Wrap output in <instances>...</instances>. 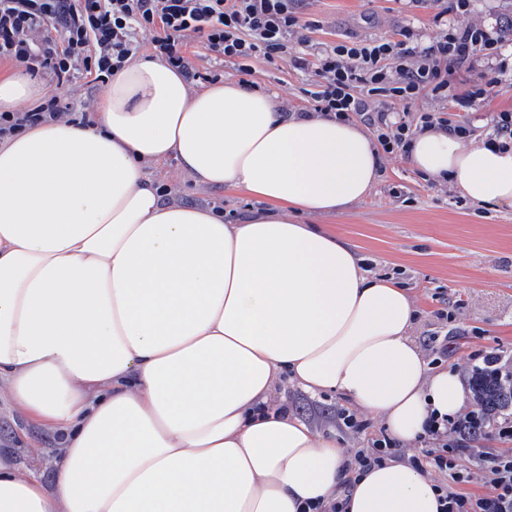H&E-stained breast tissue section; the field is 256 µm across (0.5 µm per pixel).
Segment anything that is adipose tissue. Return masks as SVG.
<instances>
[{
	"instance_id": "1",
	"label": "adipose tissue",
	"mask_w": 512,
	"mask_h": 512,
	"mask_svg": "<svg viewBox=\"0 0 512 512\" xmlns=\"http://www.w3.org/2000/svg\"><path fill=\"white\" fill-rule=\"evenodd\" d=\"M23 72L0 111L38 102ZM227 80L200 91L136 58L90 127L0 141V385L58 432L52 486L0 450V512H301L335 500L345 455L273 396L280 378L338 393L413 445L466 403L457 372L410 333L412 297L368 276L313 219L362 202L382 158L364 128ZM246 191L252 219L161 201L148 165ZM409 163L472 202L512 206V146L441 130ZM309 223H300V216ZM345 512H440L395 460L357 477Z\"/></svg>"
}]
</instances>
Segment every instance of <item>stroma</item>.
Listing matches in <instances>:
<instances>
[{
    "mask_svg": "<svg viewBox=\"0 0 512 512\" xmlns=\"http://www.w3.org/2000/svg\"><path fill=\"white\" fill-rule=\"evenodd\" d=\"M433 14V9L416 0H308L304 10L306 20L319 24L312 39L326 43L382 36L402 26L428 35ZM251 68L259 92L277 94L291 107H307L309 74L263 58L252 60ZM147 173L170 188L172 201L218 205L225 221L234 224L258 207L245 191L194 184L172 159L150 165ZM320 222L366 260L371 275L397 276L407 288L418 305L416 342L441 330L434 313L442 302L455 305L453 326L458 333L448 339V354L439 357L431 351L428 359L446 368L454 367L463 356L485 351L512 359V206H479L466 198L453 199L431 187L406 159L397 157L386 162L364 201L347 212L321 217ZM279 392L287 396L292 413L335 437L344 451L388 431L373 414L367 417L366 436L340 428L336 409L347 403L341 395L312 397L285 380ZM58 440L55 432L30 423L0 392V448L14 449L19 466L35 470L48 485L56 475Z\"/></svg>",
    "mask_w": 512,
    "mask_h": 512,
    "instance_id": "1",
    "label": "stroma"
}]
</instances>
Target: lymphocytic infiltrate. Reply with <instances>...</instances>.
Returning a JSON list of instances; mask_svg holds the SVG:
<instances>
[{
    "mask_svg": "<svg viewBox=\"0 0 512 512\" xmlns=\"http://www.w3.org/2000/svg\"><path fill=\"white\" fill-rule=\"evenodd\" d=\"M303 0H0V62L45 73L58 88L83 78L106 86L150 44L154 58L166 63L186 83L218 84L225 65L248 81L249 63L264 57L289 63L313 74V111L339 121L359 120L372 132L384 159L406 156L414 137L428 129L468 138L469 121L449 119L443 104L466 111L485 102L497 86L450 92V77L471 68L476 53L494 56L506 42V26L488 30L449 22L467 15L471 0H426L435 14L428 40L408 27L392 34L313 41L312 21L303 20ZM201 40L214 54L212 69L199 71L187 57L190 40ZM436 101L419 108L421 98ZM45 123L89 126L57 92L39 105L19 112H0V141ZM506 441L496 454L484 451L481 437ZM420 448L406 453L389 437L368 439L347 462L351 473H363L392 459L409 462L423 474L436 473L442 512H512V419L485 421L481 409L451 418L430 417Z\"/></svg>",
    "mask_w": 512,
    "mask_h": 512,
    "instance_id": "1",
    "label": "lymphocytic infiltrate"
}]
</instances>
